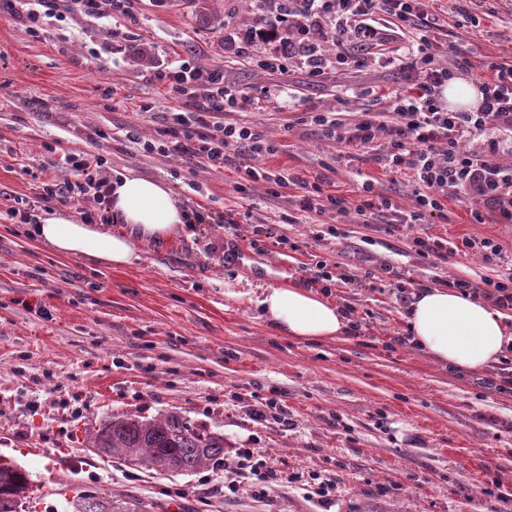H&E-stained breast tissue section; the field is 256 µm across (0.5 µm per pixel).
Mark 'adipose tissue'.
Segmentation results:
<instances>
[{"label":"adipose tissue","instance_id":"1","mask_svg":"<svg viewBox=\"0 0 512 512\" xmlns=\"http://www.w3.org/2000/svg\"><path fill=\"white\" fill-rule=\"evenodd\" d=\"M110 210L119 231L49 214L36 235L56 255L118 268L140 262V242L166 243L187 222L165 181L133 171L113 180ZM259 305L271 329L285 338L333 340L349 330L350 321L336 304L295 282L266 285ZM405 320L413 347L451 373L481 377L512 343L502 314L451 288L417 291Z\"/></svg>","mask_w":512,"mask_h":512}]
</instances>
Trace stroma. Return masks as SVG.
I'll return each mask as SVG.
<instances>
[{
  "instance_id": "35a3bbf8",
  "label": "stroma",
  "mask_w": 512,
  "mask_h": 512,
  "mask_svg": "<svg viewBox=\"0 0 512 512\" xmlns=\"http://www.w3.org/2000/svg\"><path fill=\"white\" fill-rule=\"evenodd\" d=\"M131 3L49 21L37 37L0 12V461L28 474L26 512H64L84 488L168 512H498L501 497H512V392L498 388L512 347L482 380L451 375L412 348L404 314L411 293L441 280L472 294L484 278L512 276V221L476 223L472 213L485 205L464 194L449 196L447 219L420 224L382 214L363 224L353 211L312 218L294 203L300 187H237L235 165L250 160L333 183L353 205L369 179L374 197L410 209L412 181L364 151L339 152L305 122L314 109L355 120L377 109L378 93L404 91L416 77L407 39H392L383 61L352 41L348 65L315 82L298 57L281 73L256 66L263 49L243 36L262 14L259 0H224L220 34L171 0ZM427 11L470 60L512 57V0H429ZM142 40L156 48L147 69L132 56ZM186 59L247 90L252 104L234 120L281 152L252 160L233 148L231 165L212 170L135 149L128 133L150 137L171 113L191 110L159 79ZM275 84L284 88L277 99L268 94ZM74 152L103 154L114 174L165 179L203 222L167 244L141 243V262L128 268L55 255L8 209L19 197L36 200L42 180L71 178L63 161ZM465 238L493 241L499 259L464 253ZM434 239L445 258L421 255L419 241ZM322 262L334 277L328 299L350 311L358 332L277 336L261 316V285L287 279L321 291ZM264 397L280 401L287 423L252 419ZM172 411L223 432L225 457L263 449L278 483L232 491L220 464L160 475L88 449L112 418ZM315 475L333 484L331 495H316Z\"/></svg>"
}]
</instances>
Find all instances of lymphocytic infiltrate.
<instances>
[{"instance_id":"1","label":"lymphocytic infiltrate","mask_w":512,"mask_h":512,"mask_svg":"<svg viewBox=\"0 0 512 512\" xmlns=\"http://www.w3.org/2000/svg\"><path fill=\"white\" fill-rule=\"evenodd\" d=\"M11 14L25 16L33 32H40L46 20L65 13L98 14L100 0H6ZM271 23L256 25L247 33L248 43L264 45L257 64L279 72L286 57L300 55L310 63L311 79H321L333 66L348 62L344 42L362 36L376 54H384L390 31L371 23L383 13L401 28L419 31L428 21L424 0H263ZM432 41L421 38L410 65L420 73L408 90L389 96L384 111L365 112L353 122L338 112H310V124L321 127L324 136L340 147L378 150V163L390 173L413 179L418 190L415 205L402 211L390 199H381L379 208L391 223L418 224L426 217L444 216L443 198L468 192L482 198L499 217L512 220V162L499 149L500 135L512 133V58L484 62L483 96L476 111L451 112L442 102V89L456 72L470 68L464 54L449 51L447 65L436 64L430 51ZM171 91L185 96H201L193 111L172 113L159 136L142 140L131 136L137 150L166 156L189 154L204 166L220 169L228 161L226 150L236 146L253 156L277 153L275 142L253 126L228 120L231 112L246 111L250 97L244 89L225 82L223 74L202 73L184 61L165 73ZM481 137L478 149L461 146L463 137ZM67 163L73 179L46 181L41 185V203L85 202L84 223H109L104 211L111 179L104 175L103 155L72 153ZM278 475L269 466L262 450L237 449L224 462V485L236 489L247 482L267 487Z\"/></svg>"}]
</instances>
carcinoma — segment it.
<instances>
[{"label":"carcinoma","instance_id":"cac0c4a2","mask_svg":"<svg viewBox=\"0 0 512 512\" xmlns=\"http://www.w3.org/2000/svg\"><path fill=\"white\" fill-rule=\"evenodd\" d=\"M198 24L214 33L224 31L221 0H182ZM88 443L99 452L145 470L188 474L224 458V434L200 430L177 412L144 422L131 417L113 418L92 433ZM29 479L15 465L0 464V512H19ZM70 504L73 512H147L122 505L97 492L81 491Z\"/></svg>","mask_w":512,"mask_h":512}]
</instances>
